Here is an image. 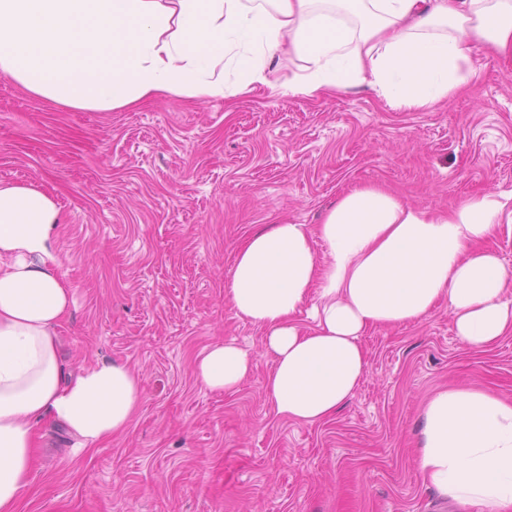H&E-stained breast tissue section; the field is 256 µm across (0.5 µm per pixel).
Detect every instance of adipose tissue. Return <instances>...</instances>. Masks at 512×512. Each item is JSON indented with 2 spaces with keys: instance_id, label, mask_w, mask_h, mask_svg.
<instances>
[{
  "instance_id": "adipose-tissue-1",
  "label": "adipose tissue",
  "mask_w": 512,
  "mask_h": 512,
  "mask_svg": "<svg viewBox=\"0 0 512 512\" xmlns=\"http://www.w3.org/2000/svg\"><path fill=\"white\" fill-rule=\"evenodd\" d=\"M484 48L512 60V0H0V77L72 110L273 89L274 61L291 55L304 62L291 94L367 85L393 109H421L470 84ZM59 222L37 184L0 182V512H18L30 484L36 421L54 417L84 452L127 430L143 402L128 364L65 368L58 328L73 291L52 254ZM503 232L512 236V193L438 212L368 186L345 193L317 230L282 222L249 235L224 296L264 332L276 413L328 420L368 370L365 333L421 321L437 306L471 347L512 334V268L487 246ZM306 306L310 328L297 320ZM252 363L236 342L216 341L194 375L227 391ZM417 463L441 496L505 512L512 400L472 385L434 391Z\"/></svg>"
}]
</instances>
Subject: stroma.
<instances>
[{
	"instance_id": "1",
	"label": "stroma",
	"mask_w": 512,
	"mask_h": 512,
	"mask_svg": "<svg viewBox=\"0 0 512 512\" xmlns=\"http://www.w3.org/2000/svg\"><path fill=\"white\" fill-rule=\"evenodd\" d=\"M474 66L468 93L407 111L366 85L289 94L297 59L278 63L276 90L112 112L57 108L0 78V181L37 182L61 212L54 249L74 291L61 356L74 373L126 363L144 391L130 428L80 455L43 417L20 512H480L425 484L420 415L463 383L512 399V334L473 348L441 307L373 329L354 397L306 425L275 413L264 333L224 298L245 237L321 223L353 188L422 209L512 191V61L480 53ZM217 339L253 355L232 390L194 377Z\"/></svg>"
}]
</instances>
